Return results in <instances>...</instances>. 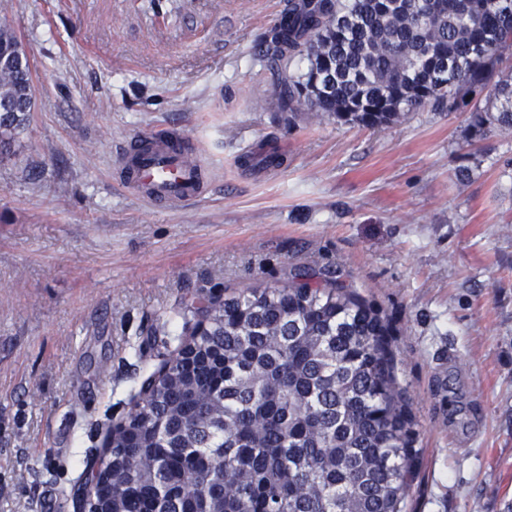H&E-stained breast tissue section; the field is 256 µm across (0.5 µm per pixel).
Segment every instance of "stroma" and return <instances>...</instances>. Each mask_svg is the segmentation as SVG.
<instances>
[{
  "mask_svg": "<svg viewBox=\"0 0 512 512\" xmlns=\"http://www.w3.org/2000/svg\"><path fill=\"white\" fill-rule=\"evenodd\" d=\"M287 0H0L35 106L0 163V512L74 495L210 296L340 272L390 324L421 458L405 512H512V132L281 111L258 43ZM155 131L206 174L151 205L116 162ZM276 146L284 165L246 162Z\"/></svg>",
  "mask_w": 512,
  "mask_h": 512,
  "instance_id": "35a3bbf8",
  "label": "stroma"
}]
</instances>
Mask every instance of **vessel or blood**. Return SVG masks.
<instances>
[{"instance_id":"1","label":"vessel or blood","mask_w":512,"mask_h":512,"mask_svg":"<svg viewBox=\"0 0 512 512\" xmlns=\"http://www.w3.org/2000/svg\"><path fill=\"white\" fill-rule=\"evenodd\" d=\"M144 142L145 150L122 154L118 161L126 171L127 189L154 203L176 205L196 200L200 162L187 157L175 142L154 136L145 137Z\"/></svg>"}]
</instances>
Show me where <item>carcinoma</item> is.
I'll use <instances>...</instances> for the list:
<instances>
[{
	"mask_svg": "<svg viewBox=\"0 0 512 512\" xmlns=\"http://www.w3.org/2000/svg\"><path fill=\"white\" fill-rule=\"evenodd\" d=\"M288 0L270 64L304 56L283 110L378 128L430 106L469 109L471 138L512 130V0ZM29 53L0 22V159L29 123ZM196 367L166 362L112 436L110 512H404L417 450L388 326L315 273L202 307Z\"/></svg>",
	"mask_w": 512,
	"mask_h": 512,
	"instance_id": "cac0c4a2",
	"label": "carcinoma"
}]
</instances>
